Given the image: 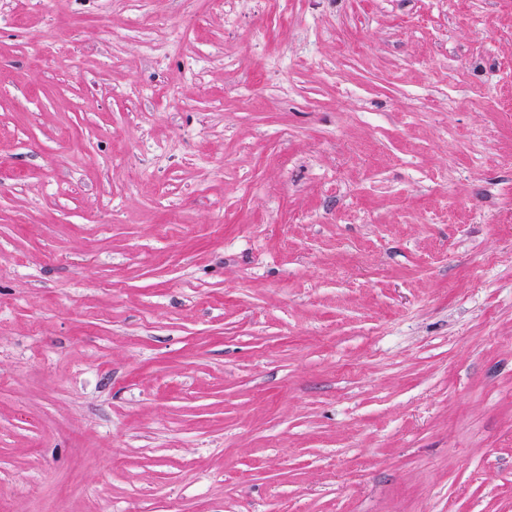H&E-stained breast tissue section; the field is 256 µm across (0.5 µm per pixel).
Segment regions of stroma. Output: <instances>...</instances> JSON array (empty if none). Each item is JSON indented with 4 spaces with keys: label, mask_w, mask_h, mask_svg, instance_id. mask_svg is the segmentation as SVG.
<instances>
[{
    "label": "stroma",
    "mask_w": 512,
    "mask_h": 512,
    "mask_svg": "<svg viewBox=\"0 0 512 512\" xmlns=\"http://www.w3.org/2000/svg\"><path fill=\"white\" fill-rule=\"evenodd\" d=\"M0 512H512V0H0Z\"/></svg>",
    "instance_id": "obj_1"
}]
</instances>
